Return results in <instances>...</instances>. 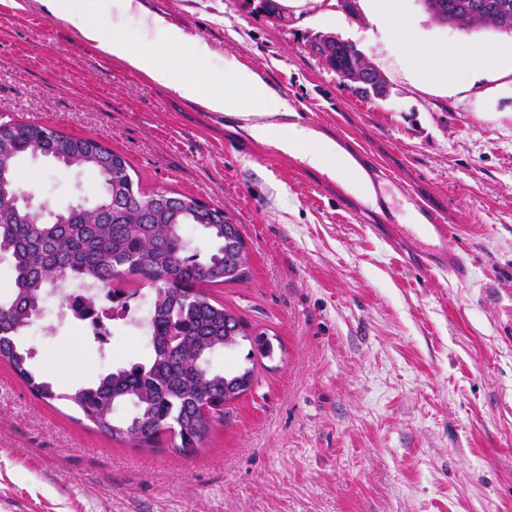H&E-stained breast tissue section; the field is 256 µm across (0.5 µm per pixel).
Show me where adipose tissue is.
I'll return each instance as SVG.
<instances>
[{
	"label": "adipose tissue",
	"instance_id": "adipose-tissue-1",
	"mask_svg": "<svg viewBox=\"0 0 512 512\" xmlns=\"http://www.w3.org/2000/svg\"><path fill=\"white\" fill-rule=\"evenodd\" d=\"M39 2L94 40L102 53L158 85L190 96L206 110L241 118L256 140L299 156L308 166L339 179L365 203H374L372 186L353 157L315 129L284 123L291 112L287 101L271 93L258 73L221 64L205 42L147 13L139 0H110L106 6L101 0ZM364 14L369 27L394 38L402 70L426 85L468 90L481 69L491 70L498 79L512 77V44L427 46L416 35L405 0H364Z\"/></svg>",
	"mask_w": 512,
	"mask_h": 512
}]
</instances>
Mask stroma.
<instances>
[{
	"mask_svg": "<svg viewBox=\"0 0 512 512\" xmlns=\"http://www.w3.org/2000/svg\"><path fill=\"white\" fill-rule=\"evenodd\" d=\"M13 2L0 0V122L95 138L143 191L223 206L251 276L207 292L281 347L255 358L252 391L187 456L167 436L155 451L113 441L0 363V512H512V89L416 88L360 0L345 30L320 20L321 0L276 15L253 0H141L259 72L299 124L347 150L380 189L370 205L237 117L104 55L38 0ZM407 6L429 43L512 41ZM329 35L363 52L387 98L361 97L324 65L311 44ZM18 178L57 210L100 192L93 170L40 156ZM427 210L453 226L465 280L408 265L399 229ZM153 296L141 287L103 345L47 295L21 336L33 370L67 392L147 360Z\"/></svg>",
	"mask_w": 512,
	"mask_h": 512,
	"instance_id": "35a3bbf8",
	"label": "stroma"
}]
</instances>
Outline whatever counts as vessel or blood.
Returning a JSON list of instances; mask_svg holds the SVG:
<instances>
[{"label":"vessel or blood","mask_w":512,"mask_h":512,"mask_svg":"<svg viewBox=\"0 0 512 512\" xmlns=\"http://www.w3.org/2000/svg\"><path fill=\"white\" fill-rule=\"evenodd\" d=\"M402 234L413 244L408 256L413 266L430 275L448 274L459 278L465 276L466 267L452 243V227L431 219L427 223L403 229Z\"/></svg>","instance_id":"vessel-or-blood-1"}]
</instances>
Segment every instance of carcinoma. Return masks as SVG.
<instances>
[{"instance_id": "cac0c4a2", "label": "carcinoma", "mask_w": 512, "mask_h": 512, "mask_svg": "<svg viewBox=\"0 0 512 512\" xmlns=\"http://www.w3.org/2000/svg\"><path fill=\"white\" fill-rule=\"evenodd\" d=\"M440 25L452 23L512 30V0H424ZM338 76L385 78L365 61L356 46L335 37L319 51ZM50 157L66 167L91 168L102 193L90 207L56 211L25 203L18 185L19 164L27 156ZM120 154L91 137L25 122L0 123V255L10 258L13 282L0 295V361L9 364L30 393L42 400L69 402L99 433L140 448H156L169 434L174 447L190 455L216 423L224 422L227 384L245 379L251 390L254 368L216 372L210 355L247 336L263 357L274 353L264 332L250 331L234 310L208 297L205 286L243 283L250 278L246 242L240 225L224 208L172 191L143 192ZM201 226L215 248L206 264L186 255L184 229ZM131 279L154 290L145 321L151 346L147 364L119 367L97 384L57 393L29 369L32 352L19 337L42 310L47 288L58 292L61 307L104 337V305L128 308L132 294L114 284ZM79 282L78 293L67 289ZM130 402L136 414L120 418L115 407Z\"/></svg>"}]
</instances>
